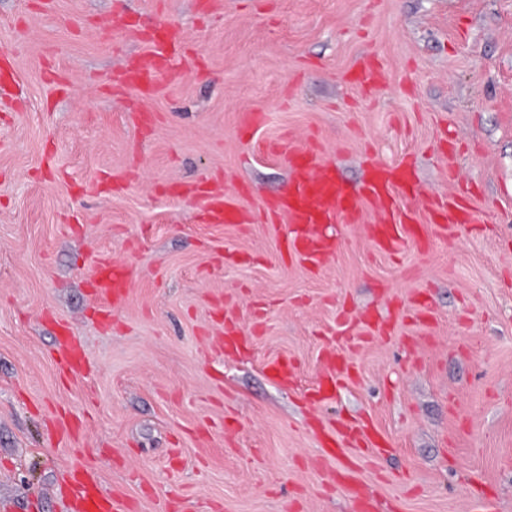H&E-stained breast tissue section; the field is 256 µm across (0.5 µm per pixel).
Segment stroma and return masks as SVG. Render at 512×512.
Returning <instances> with one entry per match:
<instances>
[{
  "label": "stroma",
  "instance_id": "stroma-1",
  "mask_svg": "<svg viewBox=\"0 0 512 512\" xmlns=\"http://www.w3.org/2000/svg\"><path fill=\"white\" fill-rule=\"evenodd\" d=\"M162 20L189 60L133 100L110 80ZM1 50L22 88L0 101V499L13 512H62L79 462L129 512H353L312 424L358 416L394 449L357 474L372 512H475L474 474L512 512V0H0ZM369 57L385 79L366 92L350 77ZM287 137L352 184L368 154L414 162L439 194L456 169L482 221L444 238L422 224V246L395 257L339 224L316 271L282 259L285 225L207 224L172 196L246 183L238 201L257 211L289 170L254 145ZM101 259L132 269L122 306L91 294ZM417 294L431 308L419 321L405 310ZM228 322L251 341L237 360ZM67 331L85 352L77 377L55 363ZM331 349L360 378L313 411L304 392ZM282 356L288 390L264 371Z\"/></svg>",
  "mask_w": 512,
  "mask_h": 512
}]
</instances>
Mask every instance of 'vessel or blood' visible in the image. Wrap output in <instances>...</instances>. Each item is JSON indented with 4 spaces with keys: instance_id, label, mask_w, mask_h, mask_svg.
Segmentation results:
<instances>
[{
    "instance_id": "b4317fda",
    "label": "vessel or blood",
    "mask_w": 512,
    "mask_h": 512,
    "mask_svg": "<svg viewBox=\"0 0 512 512\" xmlns=\"http://www.w3.org/2000/svg\"><path fill=\"white\" fill-rule=\"evenodd\" d=\"M168 23L160 22L145 37L147 52L131 61L122 74L125 85L144 98L159 89V78L185 50L168 34ZM259 152L282 157L293 177L274 198L264 202L260 213L244 210L236 199L214 191L207 185L194 187L195 196L205 200L204 219L211 224H250L256 219L286 224L284 248L291 261L311 268L321 267L339 249L335 235L323 233L325 224H368L374 243L389 255L398 254L407 243H419L415 225L419 216L435 221V233L447 235L457 222L475 223V212L468 188H458L454 195L422 192L411 172L403 164L371 163L361 183L351 186L342 181L335 167L325 162L311 146L290 141L258 144ZM131 278L128 267L118 262H101L91 286L96 295L120 306ZM62 368L79 375L84 367V353L72 337H62L58 346ZM271 380L281 386L295 379L294 366L279 357L265 363ZM357 374L352 359L326 354L317 380L309 391L312 405L332 399ZM323 457L340 461L346 448L359 449L364 456L390 455V443L381 437L372 419L363 418L339 428L323 431ZM68 495L71 512H125L117 497L103 493L95 473L83 465L69 474Z\"/></svg>"
}]
</instances>
